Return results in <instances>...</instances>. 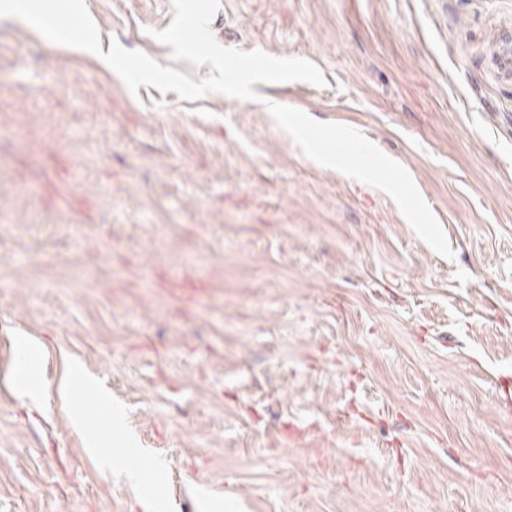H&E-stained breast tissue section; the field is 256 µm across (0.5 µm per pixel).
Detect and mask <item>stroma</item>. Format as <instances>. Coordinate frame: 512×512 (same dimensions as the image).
Here are the masks:
<instances>
[{
  "mask_svg": "<svg viewBox=\"0 0 512 512\" xmlns=\"http://www.w3.org/2000/svg\"><path fill=\"white\" fill-rule=\"evenodd\" d=\"M85 4L102 51L210 74L154 38L173 0ZM211 32L326 84L133 93L0 18V512H512V0H221ZM275 95L404 166L452 258Z\"/></svg>",
  "mask_w": 512,
  "mask_h": 512,
  "instance_id": "1",
  "label": "stroma"
}]
</instances>
